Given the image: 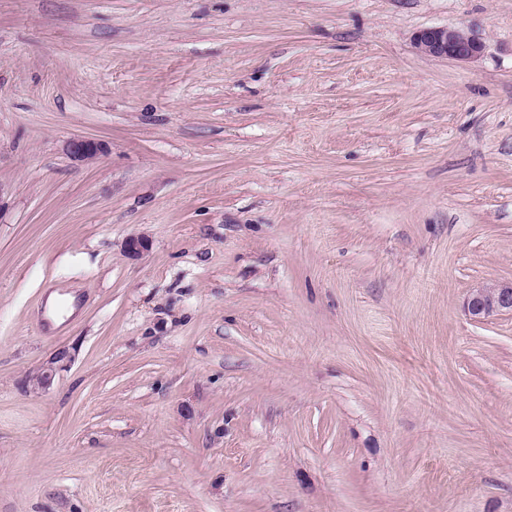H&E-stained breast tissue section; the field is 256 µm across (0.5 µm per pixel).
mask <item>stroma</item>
<instances>
[{"instance_id":"stroma-1","label":"stroma","mask_w":512,"mask_h":512,"mask_svg":"<svg viewBox=\"0 0 512 512\" xmlns=\"http://www.w3.org/2000/svg\"><path fill=\"white\" fill-rule=\"evenodd\" d=\"M510 278L512 0H0V512H512ZM413 41L425 56L460 62L477 60L485 49L479 38L460 28L429 27L419 31ZM68 151L76 160L92 161L103 153L104 147L91 139L75 138L69 142ZM467 312L472 320L480 322L495 313H512V280H491L470 289Z\"/></svg>"}]
</instances>
